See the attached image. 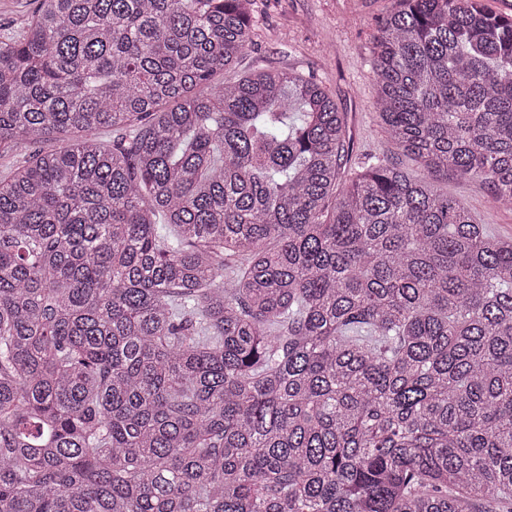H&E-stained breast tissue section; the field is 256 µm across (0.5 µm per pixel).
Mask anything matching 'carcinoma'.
Instances as JSON below:
<instances>
[{"label": "carcinoma", "instance_id": "1", "mask_svg": "<svg viewBox=\"0 0 512 512\" xmlns=\"http://www.w3.org/2000/svg\"><path fill=\"white\" fill-rule=\"evenodd\" d=\"M255 4L39 0L0 37V512H512V238L435 182L512 205V16L381 20L410 176L311 76L211 85Z\"/></svg>", "mask_w": 512, "mask_h": 512}]
</instances>
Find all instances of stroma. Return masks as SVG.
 Instances as JSON below:
<instances>
[{"label":"stroma","instance_id":"obj_1","mask_svg":"<svg viewBox=\"0 0 512 512\" xmlns=\"http://www.w3.org/2000/svg\"><path fill=\"white\" fill-rule=\"evenodd\" d=\"M258 24L252 46L214 84L260 69L315 76L347 118L356 154H376L416 174L418 166L383 131L371 108L375 88L370 71L374 38L397 0H257ZM443 191L462 203L480 223L512 238V209L497 204L487 188L455 177H438Z\"/></svg>","mask_w":512,"mask_h":512}]
</instances>
